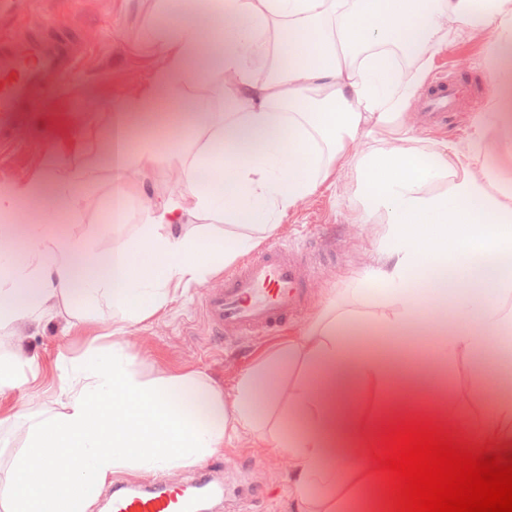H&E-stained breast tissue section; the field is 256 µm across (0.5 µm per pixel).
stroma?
Returning a JSON list of instances; mask_svg holds the SVG:
<instances>
[{
  "mask_svg": "<svg viewBox=\"0 0 512 512\" xmlns=\"http://www.w3.org/2000/svg\"><path fill=\"white\" fill-rule=\"evenodd\" d=\"M190 14L208 19L209 0H41L38 18L57 19L91 47L79 75L70 78L63 92L45 100L46 116L36 119L22 112L0 119V183L20 182L41 166L40 156L54 152L56 161L76 163L78 150L69 149L68 140L96 141L102 112L116 109L122 99L146 82L157 64L149 35L164 20ZM490 35L486 32L458 31L450 45L430 61V74L464 59L468 62L469 84L451 125H429L420 105H413L407 121L413 128L410 148L427 153L442 141L459 149L469 145L471 122L489 99L483 96L484 82H498L486 67ZM148 136L160 143V153L145 185H130L122 217H114L112 196L114 173L100 164L93 178L80 190L76 210L54 212L51 221L65 225L74 235L90 240L97 256H104L122 240L137 235L142 220V192L159 197H179L184 186L179 161L170 146H186L188 125L183 120L160 116ZM358 191L354 166L345 160L336 163V181L299 202L280 220L273 233L276 241L296 245L305 239L333 241L335 253L314 252L316 288L291 333L311 321L322 307L353 288L372 264L376 240L370 227L358 224L352 202ZM202 287L192 285L186 295L170 303L160 313L127 324L124 340L136 357L140 371L148 377L161 372L178 373L189 368L204 372L215 383L228 387L235 377L250 369L277 347V340L237 342L236 351L226 350L213 336L202 312ZM112 330L108 309L94 320L69 326L57 315L45 316L38 326L24 333L22 345L34 356L37 380L23 391L0 397V418L19 409L31 413L53 412L52 394L58 382V362L80 356L92 337ZM211 464L224 478V498L210 512H296L288 492V476L293 462L284 448L253 445L248 436L225 443L211 456Z\"/></svg>",
  "mask_w": 512,
  "mask_h": 512,
  "instance_id": "1",
  "label": "stroma"
}]
</instances>
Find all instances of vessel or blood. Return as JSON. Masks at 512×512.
Listing matches in <instances>:
<instances>
[{"instance_id": "obj_1", "label": "vessel or blood", "mask_w": 512, "mask_h": 512, "mask_svg": "<svg viewBox=\"0 0 512 512\" xmlns=\"http://www.w3.org/2000/svg\"><path fill=\"white\" fill-rule=\"evenodd\" d=\"M88 53V45L59 21L30 25L15 0H0V113L25 112L56 96L65 80L80 72ZM459 90L455 79L440 75L428 91L427 111H454ZM312 279L305 253L285 241L272 243L226 271L219 286L203 289L204 317L228 344L241 336L273 335L305 308ZM223 493V483L209 476L190 493L160 480L150 490L114 491L112 512H199L204 501Z\"/></svg>"}]
</instances>
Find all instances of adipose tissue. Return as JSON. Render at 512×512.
Segmentation results:
<instances>
[{"label":"adipose tissue","instance_id":"obj_1","mask_svg":"<svg viewBox=\"0 0 512 512\" xmlns=\"http://www.w3.org/2000/svg\"><path fill=\"white\" fill-rule=\"evenodd\" d=\"M224 26L203 46L196 25L159 26L161 63L105 112L80 166L60 162L30 181L0 186V214L49 200L72 210L79 187L108 161L124 206L130 175H147L156 140L130 148L131 119L160 106L205 115L192 147L175 149L185 186L177 198H145L133 239L97 263L91 245L51 224L20 231L25 258L0 251V395L30 384L25 328L57 312L83 322L102 302L116 322L108 346L62 361L60 409L32 421L0 477V512H88L112 474L172 472L245 434L280 441L294 461L289 490L300 512H393L389 483L372 459L382 426L430 421L491 451L512 450V392L489 391L481 355L512 338V188L490 189L499 149L512 151V0H213ZM492 34L488 61L503 78L487 115L473 120L467 153L441 142L430 153L399 146L368 152L360 136L405 133L403 117L434 53L460 29ZM271 66L257 75L253 62ZM218 76L223 111L184 93ZM494 121L507 135L487 145ZM350 159L359 176L361 223L376 227L366 287L348 289L232 390L205 373L144 377L121 324L160 312L178 290L208 277L276 231V216L314 194ZM439 191H432V184ZM257 215L256 235L224 236L212 223ZM199 224L186 229V216ZM381 325L383 340L358 343L347 323ZM435 332L425 354L391 345L416 325ZM279 388L259 412L262 385Z\"/></svg>","mask_w":512,"mask_h":512}]
</instances>
